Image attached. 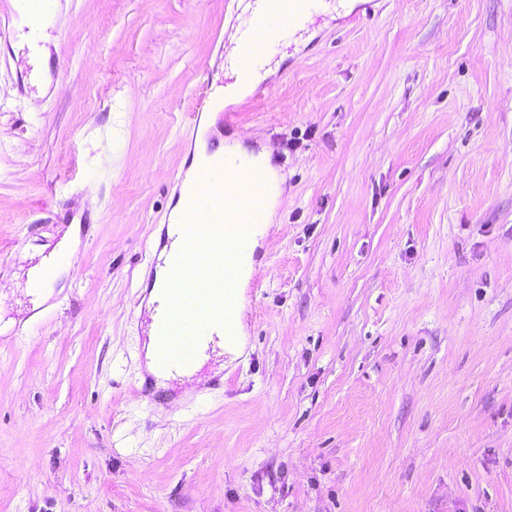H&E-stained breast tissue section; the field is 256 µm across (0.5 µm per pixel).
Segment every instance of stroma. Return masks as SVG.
Segmentation results:
<instances>
[{
  "label": "stroma",
  "mask_w": 512,
  "mask_h": 512,
  "mask_svg": "<svg viewBox=\"0 0 512 512\" xmlns=\"http://www.w3.org/2000/svg\"><path fill=\"white\" fill-rule=\"evenodd\" d=\"M0 0V512H512V0H359L227 106L286 180L247 347L145 393L153 234L239 0ZM80 227L33 306L40 245ZM25 13V16H24ZM21 15H22V21L24 22L23 25L27 26L29 29L28 34L23 35L27 42L32 43L35 45L36 48H38V51L40 53L42 68L45 67L47 60L49 58L50 52L49 49L43 44L42 46L38 47L37 44L39 41H43V43L48 41V34L45 33L47 27H48V21L42 20L39 23H33L30 20L29 17V11L28 9H24L21 5Z\"/></svg>",
  "instance_id": "35a3bbf8"
}]
</instances>
